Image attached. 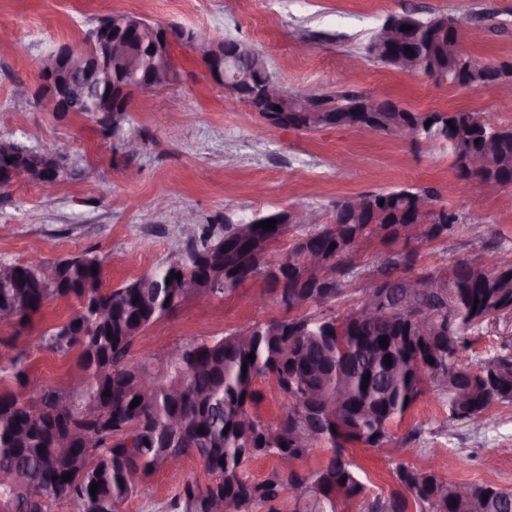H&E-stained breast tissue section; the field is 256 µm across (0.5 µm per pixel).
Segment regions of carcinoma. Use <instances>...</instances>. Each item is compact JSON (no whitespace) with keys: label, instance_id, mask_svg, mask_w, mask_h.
<instances>
[{"label":"carcinoma","instance_id":"obj_1","mask_svg":"<svg viewBox=\"0 0 512 512\" xmlns=\"http://www.w3.org/2000/svg\"><path fill=\"white\" fill-rule=\"evenodd\" d=\"M105 22L100 18L81 44L95 48L98 39L120 30L104 27ZM145 23L152 32L132 31L131 58L112 59L110 79L96 88L103 101L112 99V86L125 88L117 114L106 118L109 134L130 121L129 99L146 90L142 79L151 73L148 63L156 58L155 46L163 44L165 29L191 34L177 24ZM403 25L412 29L403 31ZM388 27L401 31L398 43L385 41ZM460 30L461 22L453 15L405 10L388 15L364 50L373 60L406 72L400 54L408 47L421 59L414 71L438 82L458 87L494 84L491 74L505 64H482L464 54ZM241 65L250 72L248 95L255 86L281 84L258 52H251ZM362 98L341 92L291 100L288 127L306 132L344 128L346 114L361 107ZM366 116L380 134L397 135L408 126L412 143L448 147L461 179L512 185V125H495L465 110L412 111L383 97L378 109ZM482 150L488 167L472 173L468 158ZM21 158L41 168L47 179L60 182L66 176L59 161L1 139L0 187L14 179L11 170ZM421 199L431 208L424 216L429 230L420 242L446 238L464 222L458 213L437 207L433 188L402 186L345 196L333 205L326 224L318 219L282 225L278 231L228 224L218 239L195 227L186 258L113 289L103 287L101 261L87 253L43 261L53 270L50 278L13 263L15 276L0 278V323L23 325L51 299H76L77 311L45 338V344L62 355L78 351L82 373L66 389H40L29 403L10 392L0 393V471L12 474L9 482L0 483V512H50L52 500H68L79 512H118L141 492L142 478L187 457L200 459L218 479L204 487L185 483L170 502L171 512H213L214 497L233 499L234 512H259L263 507L274 512L287 493L292 494L295 512H337L339 502L366 492L354 465L345 459V448L387 443L393 424L424 394L425 382L447 396L450 425L482 418L494 404L512 405L511 344L487 354L473 368L464 366L460 357L468 332L494 316L512 313V262H502L484 242L487 254L433 271H414L416 253L406 220ZM279 234L292 239L286 262L273 265L270 247ZM369 240L385 247L369 282L373 294H384V311L364 320L354 316L353 308L340 312L330 306L347 294L349 279L362 275L358 245ZM332 244L336 248H330ZM308 248L324 253L322 267L305 264ZM410 274L423 288L412 298L414 309L398 312L401 281ZM253 279L273 284L276 298L288 310L307 312L182 342L170 357L162 352L143 363L125 362L142 330L197 296L198 290L224 297ZM435 279L454 289V306L427 287ZM418 312L429 316L424 330L415 318ZM382 337L388 341L385 347L379 343ZM250 353L255 354L252 361L247 359ZM388 354L389 366L384 361ZM141 375L153 378L154 394L132 409ZM272 376L288 397V411L276 425L255 410L261 399L256 382ZM365 376L369 381L364 388ZM311 391L344 405L342 421H336V413H327L319 426L308 427L300 410ZM321 445L331 452L326 464L313 472L295 467ZM263 456L277 457L282 466L253 480L243 467ZM66 474L71 475L68 481L62 479ZM94 482L98 490L93 494ZM397 484L389 494L369 500L367 512H409L412 505L415 512H512V490L490 482H449L431 463L400 468Z\"/></svg>","mask_w":512,"mask_h":512}]
</instances>
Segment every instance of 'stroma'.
<instances>
[{
  "label": "stroma",
  "mask_w": 512,
  "mask_h": 512,
  "mask_svg": "<svg viewBox=\"0 0 512 512\" xmlns=\"http://www.w3.org/2000/svg\"><path fill=\"white\" fill-rule=\"evenodd\" d=\"M409 9L459 17L466 31L462 50L483 63L512 60V0H0V139L59 155L68 168L50 195L22 177L0 189V261L88 252L102 262L104 287L116 288L186 257L185 213L219 236L226 223L258 211L302 203L326 216L341 197L405 185L441 190V205L467 217L454 235L418 246V267L474 256L478 236L492 237L500 256L512 259V186L458 178L439 144L415 146L395 135L348 129L270 127L206 75L195 47L175 51L179 84L134 95L125 129L141 143L134 156L119 138L102 135L96 115L52 112L36 95L39 61L55 44L81 41L99 17L125 12L201 29L216 41L239 40L297 89L388 97L419 111L463 109L512 124V80L455 88L366 56L364 46L386 16ZM471 28L481 30L479 39L468 36ZM299 42L306 45L301 54ZM74 308L71 301L49 302L16 334H0V392L23 399L38 388L67 385L79 370L78 354L48 350L45 337ZM284 312L260 279L224 298L189 299L140 332L128 360L144 362L166 347ZM506 342H512V314L472 332L462 361L477 363ZM16 356L27 365L21 380L11 364ZM348 455L371 496L395 487L400 466L426 457L440 461L448 481L512 489V405L492 406L484 419L452 430L445 395L430 389L392 427L388 443L357 444ZM212 480L196 458L159 468L122 512H167L184 483Z\"/></svg>",
  "instance_id": "obj_1"
}]
</instances>
